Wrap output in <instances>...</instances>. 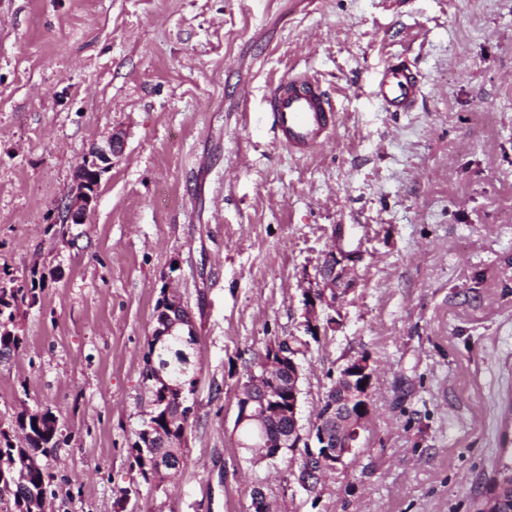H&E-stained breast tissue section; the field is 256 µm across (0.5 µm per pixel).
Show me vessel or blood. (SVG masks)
Returning <instances> with one entry per match:
<instances>
[{
  "mask_svg": "<svg viewBox=\"0 0 512 512\" xmlns=\"http://www.w3.org/2000/svg\"><path fill=\"white\" fill-rule=\"evenodd\" d=\"M373 95L386 111L408 112L421 93L418 72L404 56L377 70ZM276 141L291 154L306 156L330 141L337 124L333 97L309 74L289 75L273 84L266 101Z\"/></svg>",
  "mask_w": 512,
  "mask_h": 512,
  "instance_id": "1",
  "label": "vessel or blood"
}]
</instances>
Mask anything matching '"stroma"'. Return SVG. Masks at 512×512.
<instances>
[{
  "label": "stroma",
  "mask_w": 512,
  "mask_h": 512,
  "mask_svg": "<svg viewBox=\"0 0 512 512\" xmlns=\"http://www.w3.org/2000/svg\"><path fill=\"white\" fill-rule=\"evenodd\" d=\"M401 54L423 95L385 111ZM310 73L336 100L306 157L265 97ZM86 223L63 206L114 130ZM356 252L301 360V431L349 359L376 369L361 444L316 493L299 456L250 464L234 432L245 366L303 336L334 244ZM0 286L35 287L0 365V425L50 410L49 512H474L512 452V0H0ZM192 311L198 388L170 482H145L143 355L164 287ZM373 95L388 112H410L421 94L418 72L402 55L374 73Z\"/></svg>",
  "instance_id": "obj_1"
}]
</instances>
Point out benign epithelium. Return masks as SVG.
<instances>
[{"instance_id": "7a95c632", "label": "benign epithelium", "mask_w": 512, "mask_h": 512, "mask_svg": "<svg viewBox=\"0 0 512 512\" xmlns=\"http://www.w3.org/2000/svg\"><path fill=\"white\" fill-rule=\"evenodd\" d=\"M123 145L122 133L115 132L106 146L92 148L86 162L77 167L76 185L64 207L65 223H85L98 189V184L88 182L87 173L94 174L96 181L100 180L101 173L112 164V156L120 153ZM354 259L352 253L339 245L327 255L312 288L306 292L304 315L307 330L318 331L319 311L335 309L338 291L345 292L353 287V282L347 279V271L348 263ZM167 303L166 326L158 328L157 337L166 336L179 325L182 327L183 338L190 342V347H195L198 336L191 310L175 294H167ZM373 376L374 368L370 359L364 355L351 359L340 370L335 380V402L331 403L324 417L313 424L317 447L323 449V454H313L317 466L308 469V473L303 476L296 475L300 487L311 488L312 480L321 478L327 470H337L338 465L344 463L345 458L358 447L371 412L361 407L355 410L353 405L358 401H368ZM300 378L298 354L286 350L278 342L272 343L268 346V353L262 356L257 368L251 371L238 393L236 428L240 429L253 422L288 420L285 434L279 436L271 447L264 449V459L268 461L286 450L295 452L304 442L296 419ZM185 390L183 385L174 387L175 399L168 409L177 420L185 414H191V410L187 409Z\"/></svg>"}]
</instances>
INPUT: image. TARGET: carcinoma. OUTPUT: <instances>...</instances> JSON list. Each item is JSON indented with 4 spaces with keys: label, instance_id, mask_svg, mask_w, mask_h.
Segmentation results:
<instances>
[{
    "label": "carcinoma",
    "instance_id": "obj_1",
    "mask_svg": "<svg viewBox=\"0 0 512 512\" xmlns=\"http://www.w3.org/2000/svg\"><path fill=\"white\" fill-rule=\"evenodd\" d=\"M32 290L29 288L0 287V358L17 353L24 338L8 330L14 323L16 313L26 303ZM183 338L178 333L165 336L158 344L148 343L141 373L142 386L157 403L152 422L160 425L165 422L164 402L168 390L158 375L171 382H178L195 376ZM56 420L48 410L25 411L17 415L12 429L19 430L23 442L14 443L5 430L0 429V487L9 485L16 490L12 506L6 512H44L45 499L54 494L53 476L38 464V457L48 454L58 447ZM172 446L169 448H141L133 444L130 454L144 480L163 482L156 471L155 458L158 455L178 457L183 434L188 423L173 425ZM284 424L273 423L265 429L247 428L241 431V444H255L261 439L273 442L282 433ZM475 512H512V462H501L496 469V477L476 503Z\"/></svg>",
    "mask_w": 512,
    "mask_h": 512
}]
</instances>
